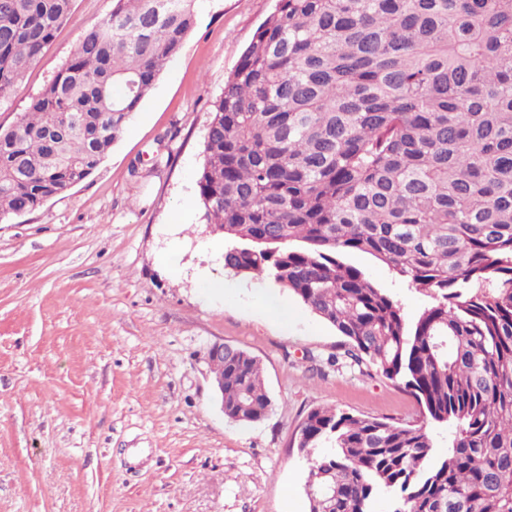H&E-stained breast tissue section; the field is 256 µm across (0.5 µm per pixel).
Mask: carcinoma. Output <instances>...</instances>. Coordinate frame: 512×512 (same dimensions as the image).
<instances>
[{"label": "carcinoma", "mask_w": 512, "mask_h": 512, "mask_svg": "<svg viewBox=\"0 0 512 512\" xmlns=\"http://www.w3.org/2000/svg\"><path fill=\"white\" fill-rule=\"evenodd\" d=\"M195 0H113L0 134V220L103 161L195 23ZM73 0H0V97ZM197 186L224 266L288 289L343 357L457 431L330 407L303 417L310 512H512V0H278L224 85ZM373 256L435 303L412 321L341 257ZM270 405L259 360L224 356V415Z\"/></svg>", "instance_id": "1"}]
</instances>
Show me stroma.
Here are the masks:
<instances>
[{"mask_svg":"<svg viewBox=\"0 0 512 512\" xmlns=\"http://www.w3.org/2000/svg\"><path fill=\"white\" fill-rule=\"evenodd\" d=\"M277 0H197L179 54L101 162L68 193L0 224V512H309L297 446L316 407L455 423L382 376L331 366L345 340L287 288L224 267L197 175L215 102ZM112 0L70 19L0 98L10 128ZM415 318L433 302L385 264L346 255ZM259 359L267 417H225L205 355Z\"/></svg>","mask_w":512,"mask_h":512,"instance_id":"stroma-1","label":"stroma"}]
</instances>
